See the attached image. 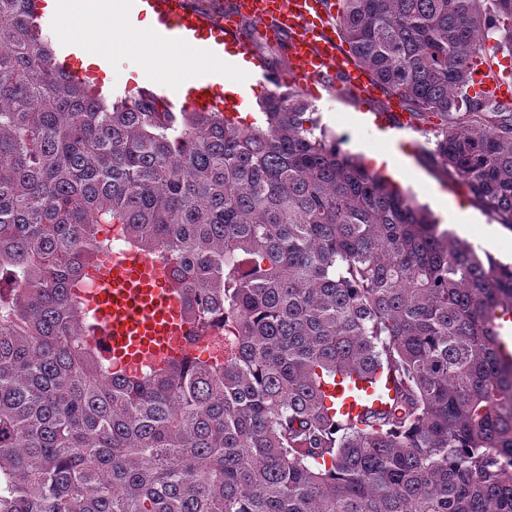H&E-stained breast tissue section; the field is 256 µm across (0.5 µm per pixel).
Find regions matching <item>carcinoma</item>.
I'll use <instances>...</instances> for the list:
<instances>
[{
  "instance_id": "obj_1",
  "label": "carcinoma",
  "mask_w": 512,
  "mask_h": 512,
  "mask_svg": "<svg viewBox=\"0 0 512 512\" xmlns=\"http://www.w3.org/2000/svg\"><path fill=\"white\" fill-rule=\"evenodd\" d=\"M0 0V512H512V265L480 256L312 117L265 125L111 104ZM357 64L421 147L512 230V107L471 63L512 56V0H336ZM120 224L224 362L112 370L73 288ZM357 412L329 414L323 388ZM483 66L477 68L474 75V84L471 87L473 93L493 95L497 98H507L511 94V86L498 78L488 77Z\"/></svg>"
}]
</instances>
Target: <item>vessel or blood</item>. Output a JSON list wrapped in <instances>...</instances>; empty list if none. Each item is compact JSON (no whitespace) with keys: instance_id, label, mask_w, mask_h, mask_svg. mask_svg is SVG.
Segmentation results:
<instances>
[{"instance_id":"obj_1","label":"vessel or blood","mask_w":512,"mask_h":512,"mask_svg":"<svg viewBox=\"0 0 512 512\" xmlns=\"http://www.w3.org/2000/svg\"><path fill=\"white\" fill-rule=\"evenodd\" d=\"M144 2L157 14L160 34L171 39H187L205 27L236 39L238 19L270 22L273 32L285 37L290 69L300 80L322 85L341 77L359 97L377 95L369 73L341 49L335 0H230L224 15L216 17L195 13L187 0ZM472 90L512 96L511 85L482 69L474 76ZM80 300L93 321L92 340L114 366L128 372L206 350L205 337L185 318L183 298L168 267L137 249L103 254L81 288Z\"/></svg>"}]
</instances>
